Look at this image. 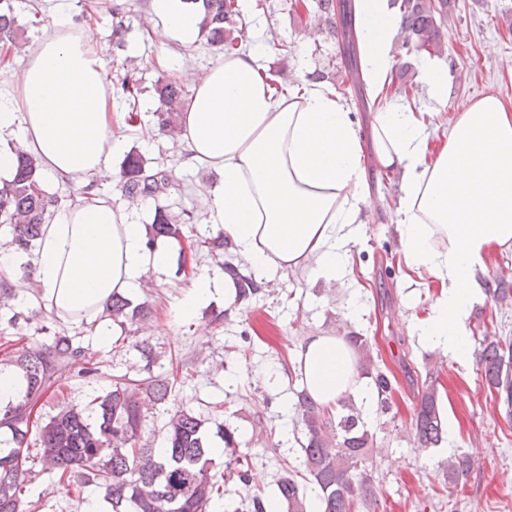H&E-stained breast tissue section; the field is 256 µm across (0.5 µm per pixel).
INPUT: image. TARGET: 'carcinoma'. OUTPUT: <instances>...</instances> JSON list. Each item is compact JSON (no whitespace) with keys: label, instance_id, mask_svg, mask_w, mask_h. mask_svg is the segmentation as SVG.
I'll list each match as a JSON object with an SVG mask.
<instances>
[{"label":"carcinoma","instance_id":"carcinoma-1","mask_svg":"<svg viewBox=\"0 0 512 512\" xmlns=\"http://www.w3.org/2000/svg\"><path fill=\"white\" fill-rule=\"evenodd\" d=\"M202 4V28L207 41L232 53L246 48L245 34L239 28L240 11L236 0H186ZM389 6L401 16L402 43L410 51L430 55L441 51L442 16L448 12V0H389ZM354 3L344 7L333 0H316V14L334 25L336 38H349L350 52L343 67L355 79L362 76L360 45L353 23ZM22 26L13 15L10 0H0V43L10 49L19 47ZM155 94L160 102L156 111L158 125L173 141L181 133L179 113L184 86L173 77L156 81ZM10 180H0V227L10 228L5 245L29 255L42 237L44 225L50 223L60 198L49 193L41 178L39 159L22 151ZM122 192L133 204L144 197L157 199L166 194L170 176L148 165L139 154H130L124 162ZM182 221L166 207L155 209L149 228L148 246L160 237L179 238ZM224 272L237 283V302L251 300L261 292L252 276L242 274L233 264ZM108 316L120 326L134 324L146 314L143 306L132 305L123 296H112ZM359 357L361 374L369 376L377 390L380 410L390 409L392 383L389 376L374 365L371 345L366 336L345 337ZM479 364L490 392L503 404L506 417L512 416V342L483 338ZM146 361L148 376L134 379L124 374L112 377V386L93 396L89 408L67 407L51 417L39 429V461L46 470L56 473L58 481L83 503L80 487L96 486L111 512H207L214 498L222 496L223 485L212 473L215 459L208 446L209 419L191 409L170 414L165 425L166 448L158 451L141 443L144 402L168 403L172 385L151 374L150 365L160 357L158 347L143 340L136 345ZM86 358L84 348L67 336L54 337L45 349H33L6 362L17 369L25 382L20 399L0 406V430L11 433L13 447L0 454V512H24V493L29 456L17 462V449L28 446L33 426L31 414L44 396L65 376L69 365ZM295 410L301 418L304 442L301 443L303 465L319 491L323 512H354L373 497L367 483L364 463L373 447V434L361 421L351 398L337 400L348 413L334 418L333 411L315 402L301 389L295 391ZM216 435L234 457L225 466L237 465L236 477L243 485L250 481V463L239 453L236 430L215 424ZM414 439L421 448L439 445L445 425L438 394L430 383L422 390L413 418ZM471 462L464 456L448 460V485L457 486L466 476ZM278 500L282 512H307L306 495L288 473L278 482Z\"/></svg>","mask_w":512,"mask_h":512}]
</instances>
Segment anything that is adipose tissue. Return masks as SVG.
<instances>
[{
    "label": "adipose tissue",
    "instance_id": "ef3b65f1",
    "mask_svg": "<svg viewBox=\"0 0 512 512\" xmlns=\"http://www.w3.org/2000/svg\"><path fill=\"white\" fill-rule=\"evenodd\" d=\"M203 15L184 0H152L147 18L158 42L194 44ZM368 91L389 81L400 17L388 0H355ZM95 22L73 26L57 10L54 29L0 87V177L16 149L38 156L47 174L84 189L112 175L127 142L105 80ZM181 143L221 181L206 195L217 228L256 274L310 268L324 284H343L354 225L366 202V167L349 107L313 84L275 93L253 51L216 58L196 81L183 112ZM376 164L401 174L398 231L409 266L439 280L427 342L468 358L466 320L484 294L492 250L512 246V106L484 96L451 123L439 151L426 124L398 104L375 112ZM147 228L99 197L56 208L36 248L39 298L56 313L100 315L115 295L140 296L148 272H161L167 250L149 249ZM296 372L323 406L343 394L371 403L374 393L338 336L301 344Z\"/></svg>",
    "mask_w": 512,
    "mask_h": 512
}]
</instances>
